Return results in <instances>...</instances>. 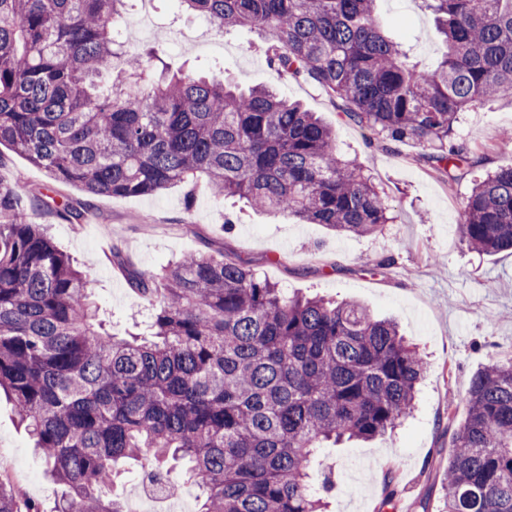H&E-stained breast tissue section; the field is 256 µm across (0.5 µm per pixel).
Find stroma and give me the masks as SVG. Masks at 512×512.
Instances as JSON below:
<instances>
[{
	"label": "stroma",
	"instance_id": "35a3bbf8",
	"mask_svg": "<svg viewBox=\"0 0 512 512\" xmlns=\"http://www.w3.org/2000/svg\"><path fill=\"white\" fill-rule=\"evenodd\" d=\"M378 13L414 60L433 63L443 55V39L420 0H379ZM128 19V48L162 42L170 71L220 69L244 87L274 84L317 113L333 129L338 147L385 189L395 223L371 235L336 236L322 225L260 213L201 187L192 194L175 186L149 197L91 196L50 180L4 146L0 178L33 194L30 220L50 225L60 249L97 282V299L111 313L115 333L135 330L152 312L151 298L135 288L131 272L165 266L187 253L229 257L288 293L354 300L375 315L395 318L428 363L412 416L372 441L323 449L311 462V474L333 481L326 512H383L388 484L397 491L392 512H442L439 475L451 448L448 420H463L472 375L512 354V254L481 255L460 240L471 178L447 185L415 145L385 149L373 131L343 119L322 89L277 76L257 29L219 30L181 11L176 0H137ZM510 128L512 102L505 99L461 115L455 138L479 157L476 175L512 163V149L498 147ZM67 202L86 205L88 220L73 225L58 218L56 208ZM385 257L392 265L379 267ZM0 475L37 512H56L61 488L47 478L5 396Z\"/></svg>",
	"mask_w": 512,
	"mask_h": 512
}]
</instances>
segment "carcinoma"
<instances>
[{"instance_id": "1", "label": "carcinoma", "mask_w": 512, "mask_h": 512, "mask_svg": "<svg viewBox=\"0 0 512 512\" xmlns=\"http://www.w3.org/2000/svg\"><path fill=\"white\" fill-rule=\"evenodd\" d=\"M128 0H0V145L90 195H155L205 179L219 197L363 236L394 221L333 131L266 87L168 73L116 27ZM225 31L256 27L270 68L312 83L386 149L411 141L447 183L477 164L461 112L512 93V0H423L446 52L410 59L377 0H179ZM159 78L146 83L149 70ZM467 248L512 250V165L475 181ZM159 296L147 336L119 337L96 285L0 179V390L15 404L57 512H126L120 464L181 460L198 512H323L317 449L385 434L414 408L425 364L389 319L290 294L229 259L189 253L133 273ZM454 425L445 512H512V356L475 373ZM0 512H31L0 480Z\"/></svg>"}]
</instances>
